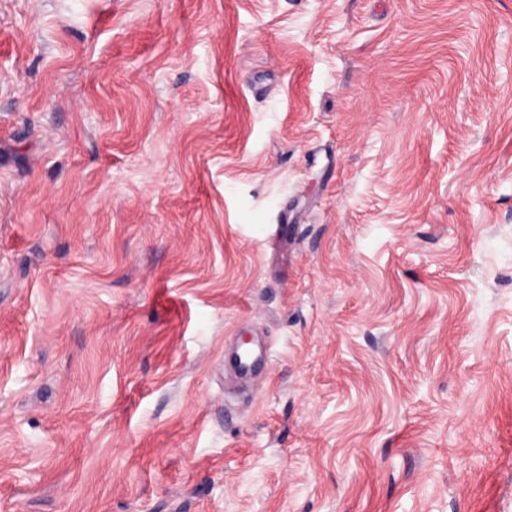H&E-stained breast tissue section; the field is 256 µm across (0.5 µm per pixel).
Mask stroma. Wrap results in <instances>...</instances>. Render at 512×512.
<instances>
[{
	"label": "stroma",
	"instance_id": "stroma-1",
	"mask_svg": "<svg viewBox=\"0 0 512 512\" xmlns=\"http://www.w3.org/2000/svg\"><path fill=\"white\" fill-rule=\"evenodd\" d=\"M0 512H512V0H0Z\"/></svg>",
	"mask_w": 512,
	"mask_h": 512
}]
</instances>
